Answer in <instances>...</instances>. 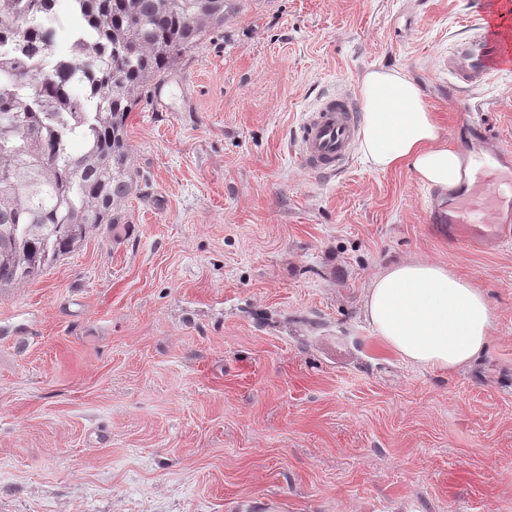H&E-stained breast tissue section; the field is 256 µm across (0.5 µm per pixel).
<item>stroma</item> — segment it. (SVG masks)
I'll use <instances>...</instances> for the list:
<instances>
[{
  "label": "stroma",
  "mask_w": 512,
  "mask_h": 512,
  "mask_svg": "<svg viewBox=\"0 0 512 512\" xmlns=\"http://www.w3.org/2000/svg\"><path fill=\"white\" fill-rule=\"evenodd\" d=\"M478 0H233L127 121L134 191L37 279L0 288V512H512V243L450 246L428 186L291 134L372 69L422 89L442 137L477 105L512 149V72L458 90L441 60ZM431 260L482 288L486 351L405 362L372 279Z\"/></svg>",
  "instance_id": "1"
}]
</instances>
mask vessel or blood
Returning <instances> with one entry per match:
<instances>
[{"label": "vessel or blood", "instance_id": "1", "mask_svg": "<svg viewBox=\"0 0 512 512\" xmlns=\"http://www.w3.org/2000/svg\"><path fill=\"white\" fill-rule=\"evenodd\" d=\"M442 65L462 89L512 71V0H498L495 14L483 17ZM358 133L353 97L328 93L295 129L292 142L307 171L330 175L347 166ZM459 149L464 159L462 178L452 191H431L428 223L445 225L449 242L459 247L511 242L512 151L477 153L465 142Z\"/></svg>", "mask_w": 512, "mask_h": 512}]
</instances>
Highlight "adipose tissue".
Returning a JSON list of instances; mask_svg holds the SVG:
<instances>
[{"label":"adipose tissue","mask_w":512,"mask_h":512,"mask_svg":"<svg viewBox=\"0 0 512 512\" xmlns=\"http://www.w3.org/2000/svg\"><path fill=\"white\" fill-rule=\"evenodd\" d=\"M361 152L386 171L409 168L419 182L447 191L460 181L462 157L439 131L418 84L396 69L364 74ZM365 309L376 336L404 361L442 372L486 350L494 312L484 291L448 265L405 260L372 281Z\"/></svg>","instance_id":"1"}]
</instances>
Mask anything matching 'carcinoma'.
Listing matches in <instances>:
<instances>
[{"label":"carcinoma","instance_id":"carcinoma-1","mask_svg":"<svg viewBox=\"0 0 512 512\" xmlns=\"http://www.w3.org/2000/svg\"><path fill=\"white\" fill-rule=\"evenodd\" d=\"M49 0H0L15 54L0 56V288L37 279L133 192L126 128L148 84L224 23L229 0H92L98 37L52 76L25 58L48 46ZM91 80L90 97L69 82ZM83 150L75 154L70 142Z\"/></svg>","mask_w":512,"mask_h":512}]
</instances>
